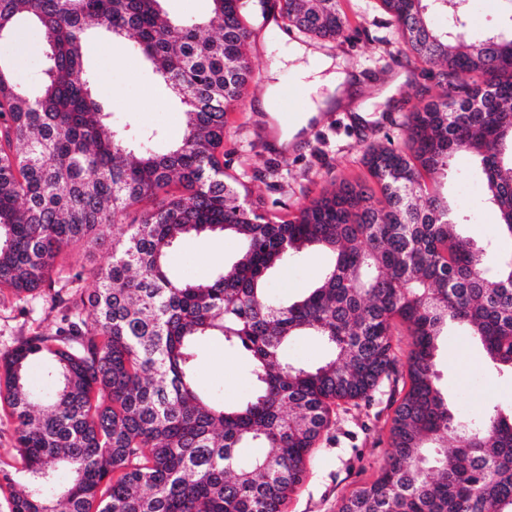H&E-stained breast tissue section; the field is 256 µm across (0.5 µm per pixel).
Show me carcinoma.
Segmentation results:
<instances>
[{
    "mask_svg": "<svg viewBox=\"0 0 512 512\" xmlns=\"http://www.w3.org/2000/svg\"><path fill=\"white\" fill-rule=\"evenodd\" d=\"M161 2L0 0V38L29 21L45 66L32 94L0 59V292L39 297L58 314L51 332L0 354V403L16 423L0 464L10 512H284L333 407L396 385L398 323L411 344L407 381L392 394L391 451L336 512H512V414L458 416L435 370L457 325L512 373V247L462 237L454 206L425 179L458 155L475 158L512 240V28L473 40L467 0H379L443 94L402 115L397 139L368 146L372 184L342 182L284 220L251 201L247 171L224 163V114L243 105L253 78L246 6L264 15L267 0H211L209 17L191 23L170 20ZM278 7L298 35L349 38L339 0ZM434 13L448 26L435 27ZM94 28L135 38L184 106L167 152L155 151L156 133L132 143L113 125L84 67ZM215 232L240 241L231 267L172 278L167 251ZM105 244L110 262L89 292L80 258L67 270L59 258ZM304 248L331 253L332 266L298 300L272 299L268 270ZM301 334L321 337L329 359L284 361ZM210 337L249 358L255 392L242 404L209 399L194 379ZM36 363L40 386L29 377ZM246 448L269 452L245 462Z\"/></svg>",
    "mask_w": 512,
    "mask_h": 512,
    "instance_id": "1",
    "label": "carcinoma"
}]
</instances>
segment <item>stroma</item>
Listing matches in <instances>:
<instances>
[{
  "label": "stroma",
  "instance_id": "1",
  "mask_svg": "<svg viewBox=\"0 0 512 512\" xmlns=\"http://www.w3.org/2000/svg\"><path fill=\"white\" fill-rule=\"evenodd\" d=\"M341 3L350 26L362 29L363 34L351 42L322 44L320 50L332 57H344L360 69L357 102L371 112V120L353 123L345 111L324 112L288 155L265 147V131L254 111V100L270 84L294 87L299 108L308 96L302 76L282 56L286 34L275 21L257 31L250 48L254 80L248 87L245 108L226 115L224 152L232 169L253 174V198L267 204L280 201L292 212L340 180L367 179L368 173L360 163L366 146L398 133L389 123V115L418 108L440 92L434 80L399 53L378 0ZM467 8L469 34L479 39L503 28L512 15V0H468ZM20 33V38L0 41V57L13 63L19 84L35 89L44 78L41 34L27 24ZM85 65L96 75L97 90L114 122L162 133L165 139L159 147L168 149L170 140L181 130L183 107L164 92L133 41L96 35L90 41ZM400 73L404 81L395 82V75ZM280 163L286 164L287 177H266L268 167ZM448 193L467 217L459 227L464 236L480 244L497 240L496 213L486 200L479 176L449 183ZM239 251L238 240L230 236H188L170 250L168 266L177 279L195 282L231 265ZM331 261V255L322 250L302 252L287 266L270 270L266 277L268 294L284 302L297 299L319 282ZM53 324V315L40 300L23 303L9 292L0 293V352ZM436 370L449 408L459 415L478 416L493 407L505 413L512 411V375L497 372L464 329L449 328L442 338ZM195 374L202 387L215 392L228 406L245 402L254 390L246 357L226 349L219 341L202 344ZM391 414L390 389L386 386L370 404L337 408L330 428L314 451L306 479L288 502L287 512H336L342 497L372 482L389 452Z\"/></svg>",
  "mask_w": 512,
  "mask_h": 512
}]
</instances>
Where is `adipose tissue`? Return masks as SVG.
Listing matches in <instances>:
<instances>
[{"instance_id":"obj_1","label":"adipose tissue","mask_w":512,"mask_h":512,"mask_svg":"<svg viewBox=\"0 0 512 512\" xmlns=\"http://www.w3.org/2000/svg\"><path fill=\"white\" fill-rule=\"evenodd\" d=\"M285 58L297 63L304 73L324 74V83L329 92L309 102L297 122L281 129L270 143L271 148L276 151L295 147L308 130L311 121L318 118L320 113L350 106L358 88L356 71L345 60H336L314 48L294 43L287 46Z\"/></svg>"}]
</instances>
